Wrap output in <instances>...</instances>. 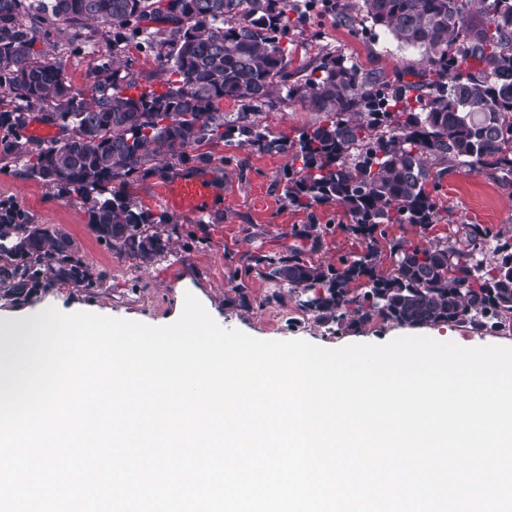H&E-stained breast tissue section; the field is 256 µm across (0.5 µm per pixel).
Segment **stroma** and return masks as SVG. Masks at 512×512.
<instances>
[{"label": "stroma", "mask_w": 512, "mask_h": 512, "mask_svg": "<svg viewBox=\"0 0 512 512\" xmlns=\"http://www.w3.org/2000/svg\"><path fill=\"white\" fill-rule=\"evenodd\" d=\"M310 29L321 33L320 42L293 35L288 49L294 60L313 56L322 47L336 49L362 70L392 76L404 62L419 56L417 50L401 47L387 32L376 29L358 36L325 15L314 17ZM316 119V113L291 101L265 114L264 123L271 135L293 139ZM204 151L210 154L212 164L201 167L199 173L216 176L218 187L210 212L200 217L178 214L176 223L167 227V254L138 269L96 241L82 208L16 171L1 170L0 200H12L35 223L56 224L66 230L93 270L101 274L102 282L92 289L58 282L32 290L21 302L0 291V318L8 320L51 306L63 312L92 311L150 324L169 320L176 301L190 293L207 306L221 327L261 340L301 339L338 348L356 342L384 343L397 333V326L386 323L356 327L317 321L300 310L297 295L289 292L283 293L279 302L266 304L273 285L259 270L249 267V256L259 250L285 251L295 243L292 231L296 227L311 222L341 225L349 223L350 217L336 205L311 212L289 205L280 181L290 162L288 155L244 150L224 142L206 145ZM435 196L447 216L436 225L435 235H445L449 225L461 222L512 230V185L458 167L442 176ZM365 246L361 238L341 232L321 236L316 244L303 243L307 260L315 265L330 262L339 254L364 252ZM229 266L240 270L232 283L224 276ZM423 333L461 346H512V329L506 328L439 326L424 328Z\"/></svg>", "instance_id": "1"}]
</instances>
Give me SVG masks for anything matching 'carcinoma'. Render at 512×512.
Here are the masks:
<instances>
[{"label":"carcinoma","instance_id":"obj_1","mask_svg":"<svg viewBox=\"0 0 512 512\" xmlns=\"http://www.w3.org/2000/svg\"><path fill=\"white\" fill-rule=\"evenodd\" d=\"M159 2L0 0V168L80 205L95 239L139 268L167 252L175 219L142 207L138 178L172 159L208 164L198 149L214 142L288 153L289 205H339L351 223L336 229L366 242L325 265L297 247L250 257L278 289L303 294L305 312L338 325L512 322L511 237L484 224H457L422 247L388 235L392 224L426 231L444 219L429 186L456 167L512 184V0H335L336 25L367 20L420 51L393 80L332 49L291 67L282 40L303 28L305 0ZM89 28L107 54L79 90L55 36L76 41ZM142 46L161 63L156 86L131 71L130 48ZM293 100L318 120L293 140L271 136L262 114ZM33 120L62 138L25 137ZM51 281L96 288L101 276L69 233L0 200V285L21 295Z\"/></svg>","mask_w":512,"mask_h":512}]
</instances>
